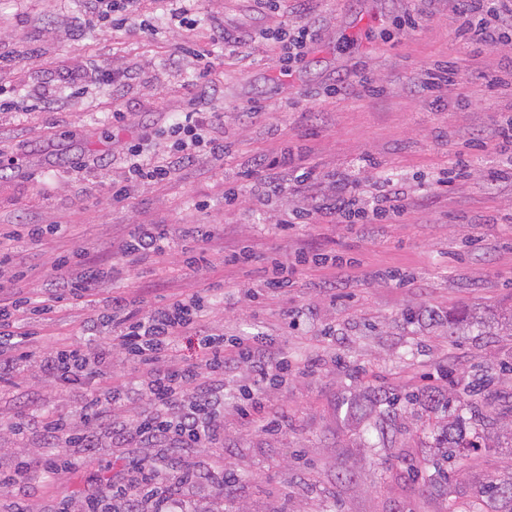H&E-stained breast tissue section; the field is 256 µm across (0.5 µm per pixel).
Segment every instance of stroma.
Listing matches in <instances>:
<instances>
[{
    "label": "stroma",
    "instance_id": "obj_1",
    "mask_svg": "<svg viewBox=\"0 0 512 512\" xmlns=\"http://www.w3.org/2000/svg\"><path fill=\"white\" fill-rule=\"evenodd\" d=\"M83 0H0V39L16 60L0 66V88L17 90L22 112H0V246L12 250L21 274L17 290L34 299L52 293L54 263L81 249L99 258L103 292L124 289L150 310L173 297H206L204 319L225 337L267 336L288 358L279 384L262 390L261 417L249 423L239 407L252 390L246 365L224 375V427L216 441L192 449L188 461L202 477L184 485V512H448L449 503L474 500L488 481L512 478V182L494 184L487 169L506 163L512 147L466 150L512 115V87L471 78L473 70L504 72L512 41L463 47L450 0H435L417 29L401 26L415 0H290L286 11L260 9L255 0H200L193 30L168 27L155 0L148 29L80 26ZM309 28L302 60L282 75L266 32ZM223 29L227 45L214 44ZM452 66L456 85L419 92L426 69ZM210 68L206 82L200 69ZM126 72L121 87L98 80L97 70ZM198 105L223 113L211 130L224 158L174 171L165 182L137 185L124 203L112 201V181L124 171L129 144L146 154L170 150L169 115ZM133 115L112 124V108ZM289 152L296 166L325 175H352L363 184L390 178L415 186V205L389 224L359 230L315 216L283 237L274 226L305 205L289 193L258 194L241 182L256 161ZM475 163L449 187L420 188L422 179L451 170L461 152ZM240 186L236 204L225 185ZM31 224H57L58 233L34 238ZM129 224H164L166 254L128 266L121 252ZM209 225L205 264L187 269L194 245L185 230ZM107 253H100L101 244ZM316 247L324 261L298 269L287 294L264 288L267 256L288 257ZM248 248L250 270L225 263L224 250ZM354 264L352 280L335 284L333 261ZM466 307L475 323L448 329V314ZM101 294L59 303L49 319L21 312L26 346L42 353L73 342L112 351L102 387L129 389L115 421L133 424L152 410L149 375L124 359L112 328L94 326ZM498 382L478 396L483 418L469 421L480 448L446 464L433 431L455 412L430 407L427 391L463 393L484 373ZM393 398L390 414L359 417L348 404ZM85 390L62 386L37 361L23 362L0 393V474L27 458L62 456L58 475L33 468L0 489V512L27 505L53 512L67 501L83 512L87 496L129 461L144 458L174 475L170 449L128 435L100 431L95 447H50L41 429H17L18 418L78 419ZM230 471L231 482L221 480Z\"/></svg>",
    "mask_w": 512,
    "mask_h": 512
}]
</instances>
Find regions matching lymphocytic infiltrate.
I'll return each mask as SVG.
<instances>
[{
  "label": "lymphocytic infiltrate",
  "instance_id": "lymphocytic-infiltrate-1",
  "mask_svg": "<svg viewBox=\"0 0 512 512\" xmlns=\"http://www.w3.org/2000/svg\"><path fill=\"white\" fill-rule=\"evenodd\" d=\"M144 0H90L84 22L95 26L103 15H111L113 30H123L128 19L143 8ZM455 13L462 23L458 29L461 41L475 45H493L512 33V0H454ZM219 115L198 109L181 113L171 125L175 136L172 159L154 160L145 155L139 144H131L126 153L127 181L112 188L113 202L128 198L135 183L141 179L163 181L170 177L174 164L193 165L201 153L220 158L223 142L210 139L209 132ZM292 159L280 155L261 160L264 183L278 186V173L290 168L294 184L306 193L309 206L294 212L291 221L278 224L285 233L294 225L304 223L309 214H322L335 222L350 225L378 224L407 211L410 193L399 183H389L387 189L368 198L360 197L351 186L340 181L325 185L307 167L292 168ZM169 232L162 224H131L127 227L123 254L129 265L137 266L158 259L169 247ZM57 300L80 299L96 294L102 283L99 269L77 260H61L57 266ZM204 297L176 299L142 311L137 299L126 292H113L100 314L101 321L111 323L122 341L127 362L147 369L151 379L146 394L153 406L151 414L140 417L134 425H120V432H131L140 442L181 451L215 440L221 429L218 408L222 395L205 394L201 385L205 379L223 377L228 365H248L256 388L274 380L285 370L286 362L279 344L265 336H239L232 339L210 333L203 320ZM194 336L199 340L203 359L198 364H185L175 358L180 337ZM22 342L13 329L12 311L0 305V389L10 385L23 360L28 359ZM111 363L107 349L89 350L75 342L44 352L39 360L42 373L64 384L86 387L81 406L82 423L63 417L42 421L36 413L23 416L18 426H42L50 443L60 448L77 444L86 448L94 443V429L108 427L112 412L124 400L123 390L112 388L99 391L97 383ZM128 479L109 481L113 493L126 499L127 512H145L148 502L164 504L172 498V482L161 478L154 467L131 461Z\"/></svg>",
  "mask_w": 512,
  "mask_h": 512
}]
</instances>
